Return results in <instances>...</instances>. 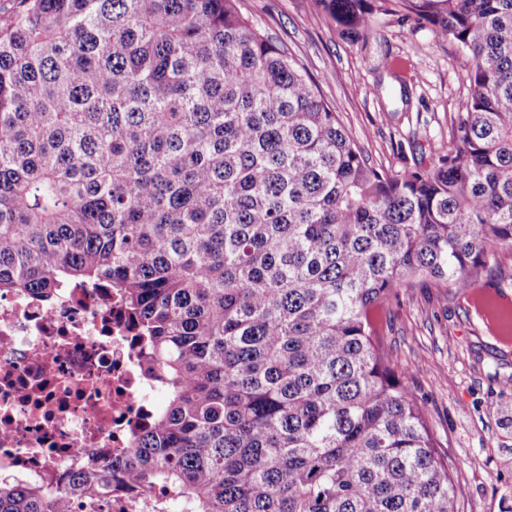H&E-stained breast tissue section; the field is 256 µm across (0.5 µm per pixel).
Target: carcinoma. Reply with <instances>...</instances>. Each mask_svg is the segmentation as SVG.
<instances>
[{"instance_id":"1","label":"carcinoma","mask_w":512,"mask_h":512,"mask_svg":"<svg viewBox=\"0 0 512 512\" xmlns=\"http://www.w3.org/2000/svg\"><path fill=\"white\" fill-rule=\"evenodd\" d=\"M470 56L448 153L367 162L304 68L237 0H19L0 19V294L105 286L167 404L117 462L191 512H459L421 403L371 312L410 281L470 287L512 252V0H317Z\"/></svg>"}]
</instances>
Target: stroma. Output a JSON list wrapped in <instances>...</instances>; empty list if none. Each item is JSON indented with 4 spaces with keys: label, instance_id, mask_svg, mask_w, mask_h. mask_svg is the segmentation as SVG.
Returning <instances> with one entry per match:
<instances>
[{
    "label": "stroma",
    "instance_id": "stroma-1",
    "mask_svg": "<svg viewBox=\"0 0 512 512\" xmlns=\"http://www.w3.org/2000/svg\"><path fill=\"white\" fill-rule=\"evenodd\" d=\"M317 83L370 165L427 169L447 153L468 95L466 54L424 26L379 16L367 38H340L316 0H239ZM389 365L423 404L450 464L460 512H512V254L488 256L472 288L431 281L372 313Z\"/></svg>",
    "mask_w": 512,
    "mask_h": 512
}]
</instances>
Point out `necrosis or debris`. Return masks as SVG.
I'll use <instances>...</instances> for the list:
<instances>
[{"label":"necrosis or debris","instance_id":"obj_1","mask_svg":"<svg viewBox=\"0 0 512 512\" xmlns=\"http://www.w3.org/2000/svg\"><path fill=\"white\" fill-rule=\"evenodd\" d=\"M156 390L107 289L0 296V477L51 493L77 470L121 459Z\"/></svg>","mask_w":512,"mask_h":512}]
</instances>
